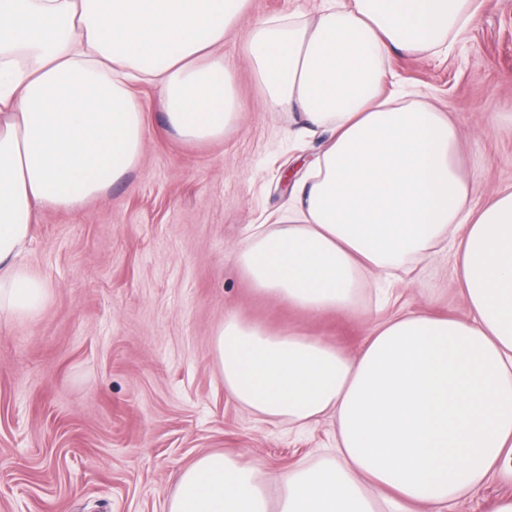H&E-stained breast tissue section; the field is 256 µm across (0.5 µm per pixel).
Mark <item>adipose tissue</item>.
Returning a JSON list of instances; mask_svg holds the SVG:
<instances>
[{
  "label": "adipose tissue",
  "mask_w": 512,
  "mask_h": 512,
  "mask_svg": "<svg viewBox=\"0 0 512 512\" xmlns=\"http://www.w3.org/2000/svg\"><path fill=\"white\" fill-rule=\"evenodd\" d=\"M248 0H0V322L41 312L26 262L36 214L103 197L144 144L133 85L156 83L181 139L236 116L216 48ZM470 0H322L256 26L244 48L264 104L327 136L296 203L235 256L263 294L311 315L351 310L367 272L449 242L468 313L379 324L356 355L229 316L214 334L225 391L267 420L336 419V454L276 476L221 452L182 470L164 512H411L512 475V184L481 207L446 113L394 105L391 53L435 52Z\"/></svg>",
  "instance_id": "1"
}]
</instances>
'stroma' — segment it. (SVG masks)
<instances>
[{
    "label": "stroma",
    "mask_w": 512,
    "mask_h": 512,
    "mask_svg": "<svg viewBox=\"0 0 512 512\" xmlns=\"http://www.w3.org/2000/svg\"><path fill=\"white\" fill-rule=\"evenodd\" d=\"M320 0H249L224 39L237 118L188 142L157 89L133 87L146 126L137 168L105 197L37 213L27 263L50 287L35 317L0 324V512H163L180 471L224 452L280 473L335 446L336 422L272 424L224 391L214 333L225 316L298 331L356 354L399 312L461 316L452 253L437 250L364 286L355 309L313 317L257 292L234 264L252 225L287 211L285 170L322 137L266 111L242 57L253 26ZM384 96L419 90L460 130L480 204L512 184V0H476L447 51L392 55ZM512 479L493 477L452 512H493Z\"/></svg>",
    "instance_id": "35a3bbf8"
}]
</instances>
